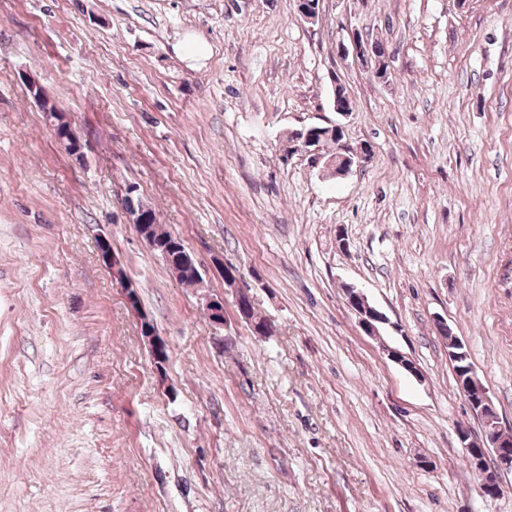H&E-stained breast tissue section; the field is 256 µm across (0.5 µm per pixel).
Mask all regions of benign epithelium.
I'll return each instance as SVG.
<instances>
[{
    "mask_svg": "<svg viewBox=\"0 0 512 512\" xmlns=\"http://www.w3.org/2000/svg\"><path fill=\"white\" fill-rule=\"evenodd\" d=\"M337 53L368 68L374 77L385 81L391 75L387 62H381L375 57V48L367 38L352 34L349 41L337 43ZM344 125L340 121L327 125L312 124L292 131L288 136L285 149L288 156L299 154L307 157L313 165H323L336 176L344 177L353 169L360 168L373 158V150L367 144L352 147L343 142ZM99 253L106 268L111 271L121 266L119 257L112 251V245L104 235L99 236ZM214 267L224 274V284L235 292V303L238 317L250 321V312L246 302L250 296L239 287L238 274L224 267L220 259H214ZM128 306L138 314L140 335L148 343L152 361L157 372H163L167 362V348L159 335L154 323L148 315L140 310L135 286L127 283L124 286ZM345 299L358 317V323L365 335L377 337L380 335L379 325L387 323V317L371 305L366 295L351 286L345 290ZM206 306L211 320L217 325L225 324L224 298L206 297ZM448 357L452 360H466L469 353L465 343L454 334H449ZM390 360L398 364L409 374L420 377L421 371L416 363L405 356L400 350L390 346L385 347ZM457 389L464 398L470 411L480 423V433L473 435L469 429H458V439L471 468L478 476L480 489L487 497H496L502 492L500 473L512 471V425H505L500 416L489 388L480 378L473 365H467L463 374H455ZM493 463H488V460Z\"/></svg>",
    "mask_w": 512,
    "mask_h": 512,
    "instance_id": "1",
    "label": "benign epithelium"
}]
</instances>
